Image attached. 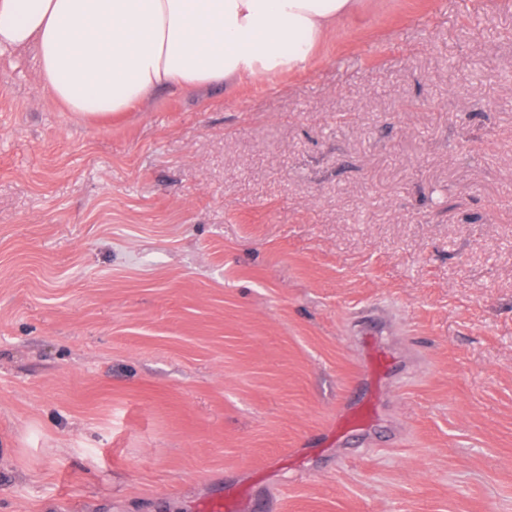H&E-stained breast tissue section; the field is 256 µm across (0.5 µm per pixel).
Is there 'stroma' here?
I'll return each instance as SVG.
<instances>
[{
    "label": "stroma",
    "instance_id": "1",
    "mask_svg": "<svg viewBox=\"0 0 512 512\" xmlns=\"http://www.w3.org/2000/svg\"><path fill=\"white\" fill-rule=\"evenodd\" d=\"M509 61L512 0H359L79 122L1 54L0 512H512Z\"/></svg>",
    "mask_w": 512,
    "mask_h": 512
}]
</instances>
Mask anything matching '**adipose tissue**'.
<instances>
[{
    "label": "adipose tissue",
    "mask_w": 512,
    "mask_h": 512,
    "mask_svg": "<svg viewBox=\"0 0 512 512\" xmlns=\"http://www.w3.org/2000/svg\"><path fill=\"white\" fill-rule=\"evenodd\" d=\"M356 0H0V52L34 46L78 121L157 90L234 87L306 66Z\"/></svg>",
    "instance_id": "adipose-tissue-1"
}]
</instances>
